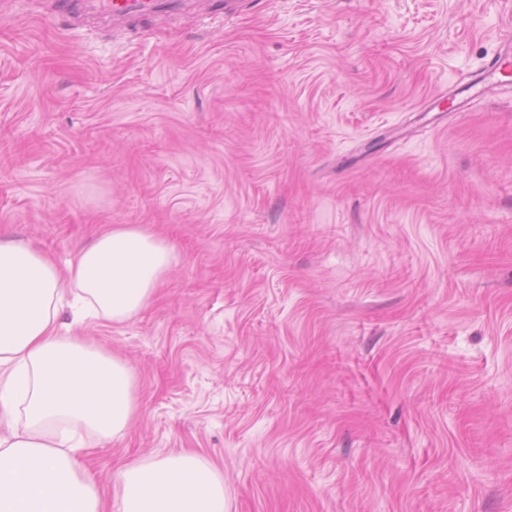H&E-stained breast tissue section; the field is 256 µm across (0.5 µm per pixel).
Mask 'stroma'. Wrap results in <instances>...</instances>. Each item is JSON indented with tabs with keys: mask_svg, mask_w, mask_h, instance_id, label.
Wrapping results in <instances>:
<instances>
[{
	"mask_svg": "<svg viewBox=\"0 0 512 512\" xmlns=\"http://www.w3.org/2000/svg\"><path fill=\"white\" fill-rule=\"evenodd\" d=\"M0 0V235L58 263L139 224L137 416L81 462L198 453L224 512H512V0ZM100 8L107 14L122 17L129 14H150L154 0H100ZM485 70L490 72L496 81L486 87V90L490 87H498L501 83L510 80L503 78H510L512 72V53L511 51L500 52L495 55L485 65Z\"/></svg>",
	"mask_w": 512,
	"mask_h": 512,
	"instance_id": "stroma-1",
	"label": "stroma"
}]
</instances>
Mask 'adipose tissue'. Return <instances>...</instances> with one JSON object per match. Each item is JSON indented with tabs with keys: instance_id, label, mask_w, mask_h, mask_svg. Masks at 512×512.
<instances>
[{
	"instance_id": "obj_1",
	"label": "adipose tissue",
	"mask_w": 512,
	"mask_h": 512,
	"mask_svg": "<svg viewBox=\"0 0 512 512\" xmlns=\"http://www.w3.org/2000/svg\"><path fill=\"white\" fill-rule=\"evenodd\" d=\"M173 261L170 244L136 224L99 236L63 269L0 238V512H104L80 459L131 426L135 375L74 329L137 315ZM114 491L119 512H224L223 477L193 453L125 465Z\"/></svg>"
}]
</instances>
